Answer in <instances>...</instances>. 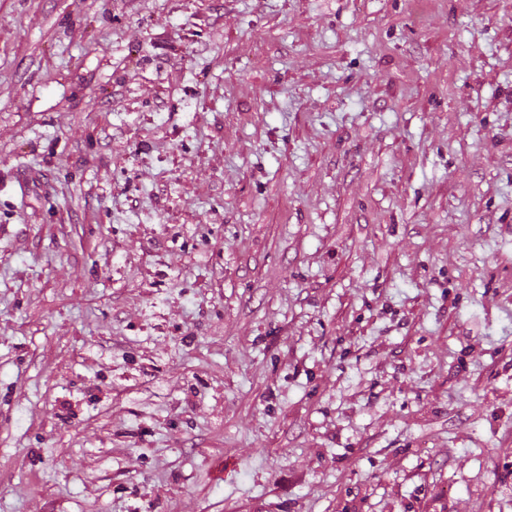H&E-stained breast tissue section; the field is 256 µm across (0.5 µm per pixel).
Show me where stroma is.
<instances>
[{
  "label": "stroma",
  "instance_id": "obj_1",
  "mask_svg": "<svg viewBox=\"0 0 512 512\" xmlns=\"http://www.w3.org/2000/svg\"><path fill=\"white\" fill-rule=\"evenodd\" d=\"M0 512H512V0H0Z\"/></svg>",
  "mask_w": 512,
  "mask_h": 512
}]
</instances>
